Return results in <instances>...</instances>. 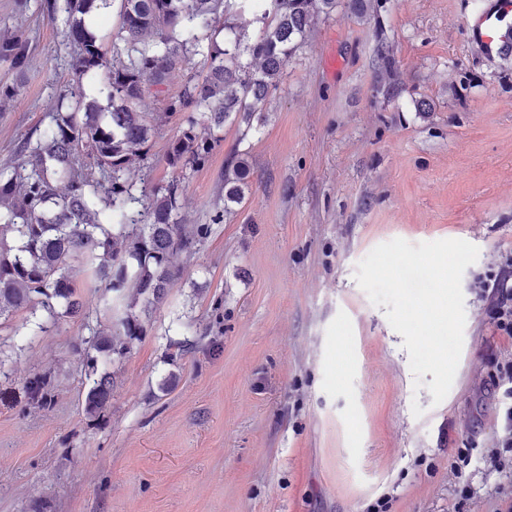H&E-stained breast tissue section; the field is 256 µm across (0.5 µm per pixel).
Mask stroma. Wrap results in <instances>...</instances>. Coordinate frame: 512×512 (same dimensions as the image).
<instances>
[{"label": "stroma", "instance_id": "35a3bbf8", "mask_svg": "<svg viewBox=\"0 0 512 512\" xmlns=\"http://www.w3.org/2000/svg\"><path fill=\"white\" fill-rule=\"evenodd\" d=\"M478 3L336 0L252 130L225 124L184 179L165 161L181 120L158 127L127 178L179 180L184 224L208 233L173 256L179 278L114 365L103 418L83 409L89 330L111 323L103 283L74 271L79 317L38 307L0 323V512H500L512 473L486 461L491 374L512 347L497 345L477 283L512 252V59L469 43L462 17ZM30 26L34 68L0 117V165L48 125L60 93L82 91L60 28ZM241 153L253 185L228 215L224 169ZM397 238L479 249L438 403L355 278ZM38 374L45 409L25 388Z\"/></svg>", "mask_w": 512, "mask_h": 512}]
</instances>
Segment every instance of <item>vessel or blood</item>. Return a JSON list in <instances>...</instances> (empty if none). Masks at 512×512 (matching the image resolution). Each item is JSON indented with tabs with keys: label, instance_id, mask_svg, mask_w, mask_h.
I'll use <instances>...</instances> for the list:
<instances>
[{
	"label": "vessel or blood",
	"instance_id": "1",
	"mask_svg": "<svg viewBox=\"0 0 512 512\" xmlns=\"http://www.w3.org/2000/svg\"><path fill=\"white\" fill-rule=\"evenodd\" d=\"M512 0H483L481 6L463 17L472 44L489 59L512 56Z\"/></svg>",
	"mask_w": 512,
	"mask_h": 512
}]
</instances>
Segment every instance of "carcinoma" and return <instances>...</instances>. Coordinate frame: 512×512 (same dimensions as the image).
<instances>
[{
    "label": "carcinoma",
    "instance_id": "obj_1",
    "mask_svg": "<svg viewBox=\"0 0 512 512\" xmlns=\"http://www.w3.org/2000/svg\"><path fill=\"white\" fill-rule=\"evenodd\" d=\"M113 2L36 0L37 12L60 25L73 46V74L97 94L59 95L43 132L0 167V319L36 305L52 317L59 308L79 316L73 262L112 294L111 328H89L86 366L96 379L84 412L91 418L111 397L108 365L145 334L147 314L178 279L172 257L206 232L190 234L180 223L178 182L138 187L127 171L175 114L184 115L166 155L175 171L200 165L225 123L251 130L307 30L336 8V0H120L118 32L107 36L98 18ZM259 3L268 4L260 17L265 32L253 39L246 14ZM30 45L21 17L0 23V62L17 75L31 68ZM188 53L200 58V74L188 78L167 111H141L146 83H162ZM19 96L18 84L1 83L0 112ZM250 186V166L240 157L224 172V213ZM47 387L44 375L26 382L30 399L43 407L51 405Z\"/></svg>",
    "mask_w": 512,
    "mask_h": 512
}]
</instances>
